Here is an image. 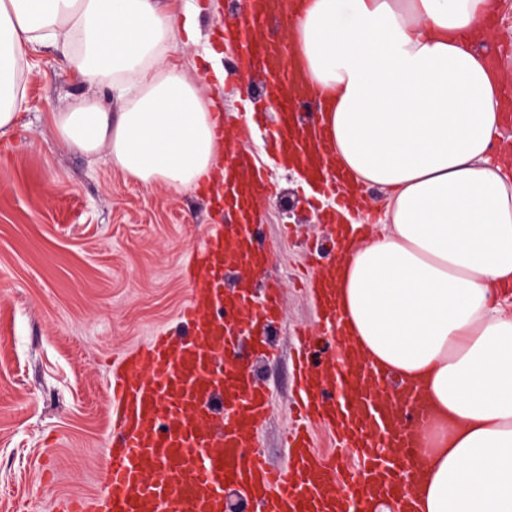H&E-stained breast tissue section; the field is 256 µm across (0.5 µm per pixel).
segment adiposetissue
I'll return each instance as SVG.
<instances>
[{
	"mask_svg": "<svg viewBox=\"0 0 512 512\" xmlns=\"http://www.w3.org/2000/svg\"><path fill=\"white\" fill-rule=\"evenodd\" d=\"M495 0H304L289 47L326 93L320 124L352 187L385 191L380 229L335 265L351 350L422 390L412 512H512V148L501 136V72L479 30ZM184 0H0V131L22 110L21 63L65 47L78 79L111 80L119 116L75 100L54 128L69 147L107 149L144 185L196 188L217 166L204 77L166 51L197 40Z\"/></svg>",
	"mask_w": 512,
	"mask_h": 512,
	"instance_id": "1",
	"label": "adipose tissue"
}]
</instances>
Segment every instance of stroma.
Returning a JSON list of instances; mask_svg holds the SVG:
<instances>
[{"label":"stroma","mask_w":512,"mask_h":512,"mask_svg":"<svg viewBox=\"0 0 512 512\" xmlns=\"http://www.w3.org/2000/svg\"><path fill=\"white\" fill-rule=\"evenodd\" d=\"M202 2L197 43L179 46L169 60L191 76L212 64L223 69V83L205 86L204 96L280 188L259 205V240L280 285L279 321L267 335L276 355L255 361L254 372L271 399L258 443L268 464L286 471L295 336L317 326L304 247L324 244L328 229L294 170L266 161L263 138L277 113L259 128L244 125L242 100L263 91V77L238 74L233 48L206 58L243 0ZM23 80L26 107L0 133L9 146L0 151V512H52L69 495L102 497L112 448L108 365L155 333L178 329L189 298L182 271L212 219L197 190L143 185L113 167L106 151L85 154L57 137L52 116L73 99L121 110L108 85L81 83L65 50L31 53Z\"/></svg>","instance_id":"1"}]
</instances>
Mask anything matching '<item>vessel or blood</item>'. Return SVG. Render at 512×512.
<instances>
[{
	"instance_id": "obj_1",
	"label": "vessel or blood",
	"mask_w": 512,
	"mask_h": 512,
	"mask_svg": "<svg viewBox=\"0 0 512 512\" xmlns=\"http://www.w3.org/2000/svg\"><path fill=\"white\" fill-rule=\"evenodd\" d=\"M288 13V0H246L235 67L261 74L271 89H290L289 99L266 100L279 112L272 150L338 194L344 183L329 175L334 145L301 117L321 92L304 83L292 52L254 35L279 26ZM200 189L217 213L237 222L215 225L184 272L190 283L179 317L185 334L160 332L112 365L114 450L103 473L102 512H230L234 495L253 512H377L380 502L407 495L429 411L417 390L392 393L384 374L349 352L327 277L317 281L316 297L323 331L334 339L331 365L313 366V342L300 337L295 372L305 421L286 435L292 468L268 466L256 445L268 397L240 356L239 340L261 341L278 316V287L265 278L268 254L251 232L255 201L271 188L249 156L229 147L223 181ZM311 419L355 455V468L317 450Z\"/></svg>"
}]
</instances>
